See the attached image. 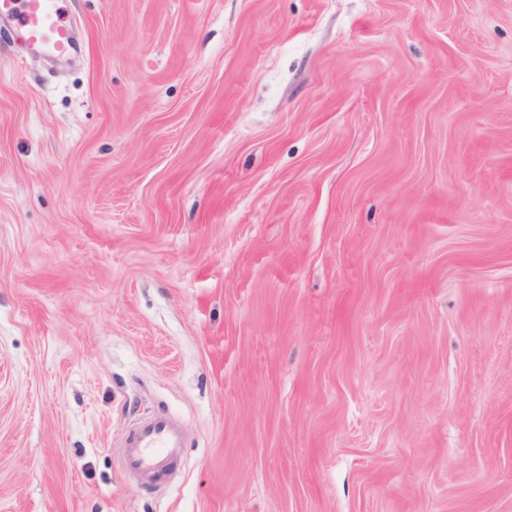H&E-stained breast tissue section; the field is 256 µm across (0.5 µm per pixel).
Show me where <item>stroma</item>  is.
<instances>
[{"instance_id":"1","label":"stroma","mask_w":512,"mask_h":512,"mask_svg":"<svg viewBox=\"0 0 512 512\" xmlns=\"http://www.w3.org/2000/svg\"><path fill=\"white\" fill-rule=\"evenodd\" d=\"M64 7L0 19V512H512V0ZM18 18L30 44L66 52L71 32L63 16L61 0H1L0 16ZM184 440L180 424L170 414L141 419L121 447L126 472L153 488L165 486Z\"/></svg>"}]
</instances>
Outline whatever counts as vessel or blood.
I'll use <instances>...</instances> for the list:
<instances>
[{
	"label": "vessel or blood",
	"instance_id": "b4317fda",
	"mask_svg": "<svg viewBox=\"0 0 512 512\" xmlns=\"http://www.w3.org/2000/svg\"><path fill=\"white\" fill-rule=\"evenodd\" d=\"M18 18L30 44L65 52L71 32L63 16L61 0H0V16ZM184 444L176 417L163 414L141 419L121 447L126 472L144 484L165 486Z\"/></svg>",
	"mask_w": 512,
	"mask_h": 512
}]
</instances>
